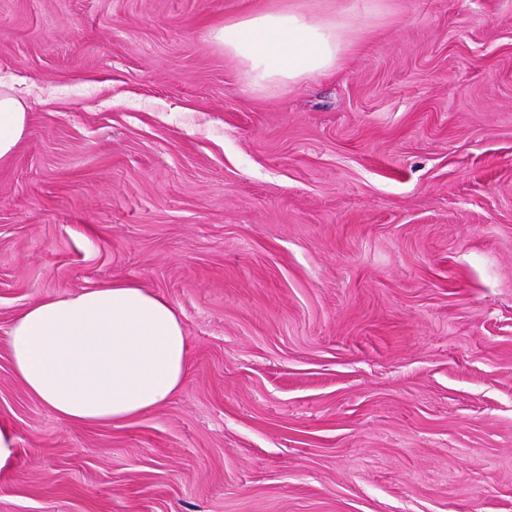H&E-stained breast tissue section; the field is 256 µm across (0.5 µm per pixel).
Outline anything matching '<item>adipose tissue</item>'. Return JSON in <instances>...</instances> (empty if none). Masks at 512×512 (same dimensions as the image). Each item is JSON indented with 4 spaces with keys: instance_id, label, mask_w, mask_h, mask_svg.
<instances>
[{
    "instance_id": "1",
    "label": "adipose tissue",
    "mask_w": 512,
    "mask_h": 512,
    "mask_svg": "<svg viewBox=\"0 0 512 512\" xmlns=\"http://www.w3.org/2000/svg\"><path fill=\"white\" fill-rule=\"evenodd\" d=\"M210 35L255 86L332 72L347 49L342 23L296 0L228 19ZM27 128L25 103L0 83V165ZM7 347L26 391L70 425H122L167 403L191 371L177 308L125 280L35 301L13 320Z\"/></svg>"
}]
</instances>
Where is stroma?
Returning <instances> with one entry per match:
<instances>
[{
  "label": "stroma",
  "instance_id": "obj_1",
  "mask_svg": "<svg viewBox=\"0 0 512 512\" xmlns=\"http://www.w3.org/2000/svg\"><path fill=\"white\" fill-rule=\"evenodd\" d=\"M274 0H0V512H512V0H365L249 85ZM127 280L192 370L115 427L30 396L11 321ZM343 28L336 12L318 16L288 4L228 19L210 35L242 66L249 84L285 85L336 70L347 50ZM28 128L26 104L12 89L0 83V165L13 157ZM18 462V448L12 430L0 427V471H10Z\"/></svg>",
  "mask_w": 512,
  "mask_h": 512
}]
</instances>
